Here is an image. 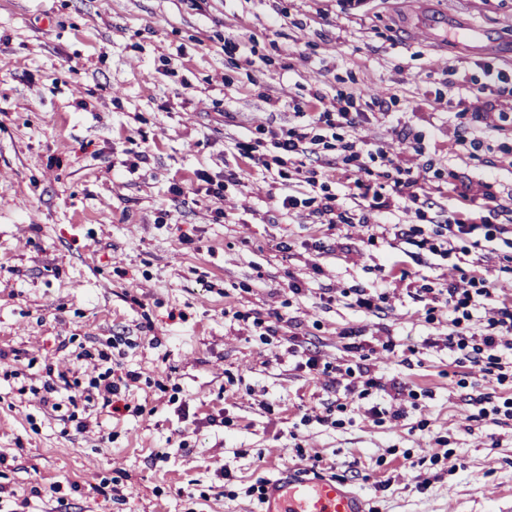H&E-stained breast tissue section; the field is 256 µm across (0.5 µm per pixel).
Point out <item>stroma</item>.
<instances>
[{
  "mask_svg": "<svg viewBox=\"0 0 512 512\" xmlns=\"http://www.w3.org/2000/svg\"><path fill=\"white\" fill-rule=\"evenodd\" d=\"M389 157L418 198L378 212L353 182ZM201 171L221 220L172 191ZM464 183L512 225V0H0V512H255L286 466L369 512H512V340L472 363L440 294H511L512 232L438 252ZM108 370L137 380L106 402ZM306 136L296 133L295 131H286L271 134L272 147L278 152L287 154H300L306 152L303 147ZM466 285L461 287L454 282H449L448 289L441 288L440 290L441 295L443 290L448 294L446 305L448 304V307H451L454 313L461 311L464 319H468L470 316L468 310L470 306L475 305L479 298L491 299L494 290L486 274L473 276Z\"/></svg>",
  "mask_w": 512,
  "mask_h": 512,
  "instance_id": "1",
  "label": "stroma"
}]
</instances>
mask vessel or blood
Listing matches in <instances>:
<instances>
[{"label": "vessel or blood", "mask_w": 512, "mask_h": 512, "mask_svg": "<svg viewBox=\"0 0 512 512\" xmlns=\"http://www.w3.org/2000/svg\"><path fill=\"white\" fill-rule=\"evenodd\" d=\"M261 512H367V502L341 480L284 468L266 483Z\"/></svg>", "instance_id": "1"}]
</instances>
